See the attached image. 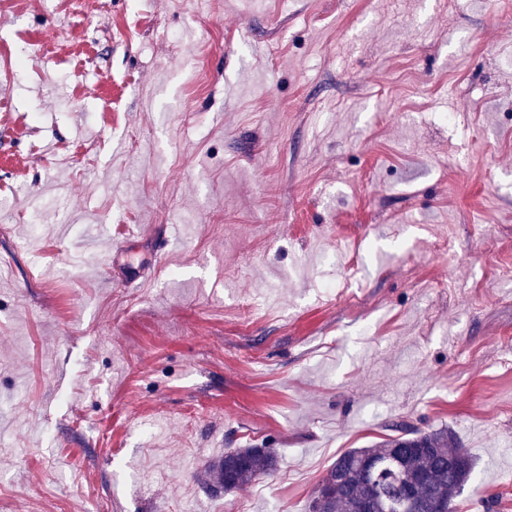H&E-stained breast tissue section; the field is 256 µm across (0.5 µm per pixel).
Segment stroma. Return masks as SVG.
Returning <instances> with one entry per match:
<instances>
[{"label":"stroma","instance_id":"obj_1","mask_svg":"<svg viewBox=\"0 0 512 512\" xmlns=\"http://www.w3.org/2000/svg\"><path fill=\"white\" fill-rule=\"evenodd\" d=\"M69 2L0 0V512H306L401 422L512 512V0ZM277 466V456L268 448L231 449L209 465L212 483L207 488H219L224 494L235 492L261 476L270 475Z\"/></svg>","mask_w":512,"mask_h":512}]
</instances>
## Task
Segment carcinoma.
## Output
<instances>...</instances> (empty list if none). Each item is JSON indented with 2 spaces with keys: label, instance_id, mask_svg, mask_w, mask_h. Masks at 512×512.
I'll return each mask as SVG.
<instances>
[{
  "label": "carcinoma",
  "instance_id": "cac0c4a2",
  "mask_svg": "<svg viewBox=\"0 0 512 512\" xmlns=\"http://www.w3.org/2000/svg\"><path fill=\"white\" fill-rule=\"evenodd\" d=\"M393 431L367 448L344 452L331 465L328 477L339 471L343 480L330 493L326 512H356L360 506L369 512L398 509L407 487L430 509L445 505L459 512L455 500L474 477L475 462L456 433L448 427L422 431L405 425ZM364 459L377 461V468L368 471ZM277 466V456L268 448L231 449L209 465V488L235 492Z\"/></svg>",
  "mask_w": 512,
  "mask_h": 512
}]
</instances>
